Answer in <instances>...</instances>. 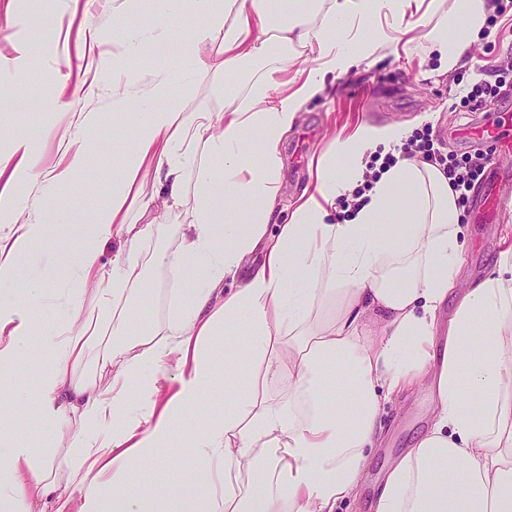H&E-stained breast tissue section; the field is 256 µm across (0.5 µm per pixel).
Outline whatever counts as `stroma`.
<instances>
[{
    "instance_id": "1",
    "label": "stroma",
    "mask_w": 512,
    "mask_h": 512,
    "mask_svg": "<svg viewBox=\"0 0 512 512\" xmlns=\"http://www.w3.org/2000/svg\"><path fill=\"white\" fill-rule=\"evenodd\" d=\"M12 5L19 25L0 28V81L19 78L21 61L14 49L25 34L24 19L38 15L53 21L49 39L43 45L41 65L51 71L58 86L93 85L94 94L78 108L61 113L49 107L42 98L33 99L24 114L0 112V150L7 149L16 137H31L42 157L44 169L60 165L68 149V141L54 136L55 128L66 127L79 133L82 112H108L112 100L111 82L99 81L97 65L100 58L112 55V9L114 0H0V6ZM95 27L101 41L93 49H85L86 30ZM512 44V10L498 17L495 25L472 46L473 60L448 74L433 73V61L424 59L419 42H402L384 49L374 65L342 74L329 80L324 92L310 99L298 114L282 151L283 170L278 208L280 223H287L294 200L310 183V173L318 160L329 152L335 140L346 138L360 126H399L410 136L432 140L441 153H482L489 155L492 166L512 174V153L493 151L491 142L475 136V129L488 125L512 131V82L500 87L501 101L490 106L475 107L468 99L471 86L481 81H495L502 58L501 52ZM98 136L114 141L106 155L92 156L86 173L78 175L64 188L66 196L79 202L70 223L51 227V240L64 246L71 236L85 227V217L106 202L100 187L112 184L121 176V155L132 144L131 128L117 129L104 121ZM504 192L508 201L494 224L462 223L466 282L472 283L490 273L506 246L512 244V184ZM186 221L184 210L163 214L152 235L142 245L146 275L153 288L149 302L133 303L134 315L128 331L146 330L166 323L169 317L171 281L166 269L156 265V254L173 250L180 227ZM49 354L32 357L21 355L12 375L20 387V402L0 422L17 427L20 439L34 447L52 435L51 428L38 425L28 432L30 417L27 406L36 403V365L49 362ZM430 397L416 391L407 399L389 403L383 417L386 440L371 456L365 480L356 501L345 504L343 512H372L371 503L377 494L385 471L408 447L415 433L425 430ZM175 474L161 473L160 495H145L147 512H181L183 482L195 478L202 468L200 460L187 446L175 448Z\"/></svg>"
}]
</instances>
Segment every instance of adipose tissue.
<instances>
[{
	"label": "adipose tissue",
	"mask_w": 512,
	"mask_h": 512,
	"mask_svg": "<svg viewBox=\"0 0 512 512\" xmlns=\"http://www.w3.org/2000/svg\"><path fill=\"white\" fill-rule=\"evenodd\" d=\"M494 9L493 0L284 9L158 0L145 24L141 0H122L101 70L112 75V121L132 123L135 145L93 228L66 249L45 244L49 225L76 206L59 188L86 171L91 152L107 151L89 136L101 113H84L85 136L51 172L30 140L0 151V411L18 396L7 383L17 357L39 338L53 360L38 376L36 415L54 430L39 452L0 426V512H143V485L174 469L165 449L180 423L244 369L248 388L190 436L201 480L215 484L186 492L190 512H338L380 444L386 402L415 388L431 397L430 425L387 472L376 512H512V256L456 289L458 195L437 165L404 156L400 128L362 126L338 141L317 163L314 195L277 222L284 138L328 79L418 29L438 73L454 71ZM181 15L189 22L175 44L169 21ZM151 49L170 59L136 79L128 61ZM303 54L311 67H299ZM250 61L269 67L243 92L185 111L205 77L235 84ZM379 149L394 165L337 219V199L364 181ZM24 181L40 182L45 198L32 220ZM179 208L190 219L175 249L153 258L174 283V316L102 342L106 327L124 328L131 302L150 298L141 244L157 211ZM111 241L119 251L107 269ZM24 277L27 295L15 297ZM228 279L238 283L230 292Z\"/></svg>",
	"instance_id": "ef3b65f1"
}]
</instances>
